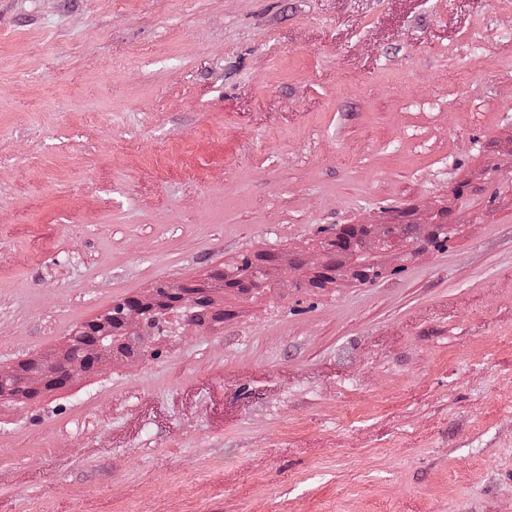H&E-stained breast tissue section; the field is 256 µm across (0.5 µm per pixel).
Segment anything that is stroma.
Masks as SVG:
<instances>
[{
  "label": "stroma",
  "mask_w": 512,
  "mask_h": 512,
  "mask_svg": "<svg viewBox=\"0 0 512 512\" xmlns=\"http://www.w3.org/2000/svg\"><path fill=\"white\" fill-rule=\"evenodd\" d=\"M187 281L219 320L0 400V512H512V0H0V368ZM396 234V229L391 224H365L357 229V238L350 247L349 240L344 239L340 244L341 249H350L347 252L351 256L354 276L359 273H369L367 269L378 271L375 259L391 242Z\"/></svg>",
  "instance_id": "35a3bbf8"
}]
</instances>
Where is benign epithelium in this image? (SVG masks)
<instances>
[{"instance_id": "benign-epithelium-1", "label": "benign epithelium", "mask_w": 512, "mask_h": 512, "mask_svg": "<svg viewBox=\"0 0 512 512\" xmlns=\"http://www.w3.org/2000/svg\"><path fill=\"white\" fill-rule=\"evenodd\" d=\"M396 229L391 224H365L357 229V238L348 249L354 274L377 269L375 259L391 242ZM120 313L105 311L77 326L71 334V358L65 361L66 376L62 380L48 372L29 370L23 373V391H14L13 373L0 371V394L17 399L33 398L65 384L72 376L89 372L107 362L112 355L146 356L154 340L171 336L181 326L197 325L196 309L204 306L197 285L182 283L163 293L145 298L130 297L118 302Z\"/></svg>"}]
</instances>
